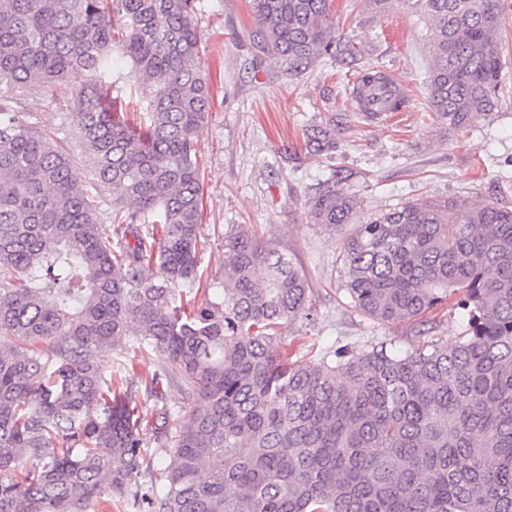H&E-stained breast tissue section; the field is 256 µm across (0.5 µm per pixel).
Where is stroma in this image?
I'll return each mask as SVG.
<instances>
[{"instance_id": "stroma-1", "label": "stroma", "mask_w": 512, "mask_h": 512, "mask_svg": "<svg viewBox=\"0 0 512 512\" xmlns=\"http://www.w3.org/2000/svg\"><path fill=\"white\" fill-rule=\"evenodd\" d=\"M335 34L360 52L356 67L325 59L299 77L256 66L250 33L255 20L248 0H198L201 66L215 106L198 133L205 171L200 266L219 276L224 233L246 225L294 255L312 288L311 318L286 329L280 350L288 359L318 360L345 346L357 354L386 341L400 352L417 342L415 325H383L352 308L344 289L340 235L313 223L311 200L318 183L331 177L361 203L358 221L375 212L423 197L460 199L481 206H512V0H505L501 54L505 87L493 116L465 129L443 124L428 106L432 64L426 29L410 5L391 12L370 10L365 0H333ZM398 76L404 106L370 118L355 111L349 85L359 70ZM82 74L21 96L39 127L75 141ZM336 121V149L307 158L304 131ZM312 345H305L304 337Z\"/></svg>"}]
</instances>
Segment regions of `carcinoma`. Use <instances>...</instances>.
<instances>
[{"label": "carcinoma", "instance_id": "obj_1", "mask_svg": "<svg viewBox=\"0 0 512 512\" xmlns=\"http://www.w3.org/2000/svg\"><path fill=\"white\" fill-rule=\"evenodd\" d=\"M332 0H249L259 64L300 76L336 41ZM423 17L429 105L462 129L502 90V0H405ZM196 0H0V512H109L134 492L153 512H512V209L409 201L356 223L358 201L330 178L311 215L342 235L352 306L385 325L423 319L456 292L464 336L397 353L382 341L318 361L277 341L310 317L293 257L258 231L224 232V279L202 281L205 174L196 136L212 112ZM129 64L153 92L127 119L112 73ZM71 71L85 83L72 120L112 201L102 224L65 140L16 95ZM375 109L403 106L371 68ZM306 156L336 149V124L305 132ZM153 354L144 380L175 384L191 422L152 428L151 467L132 385L100 348Z\"/></svg>", "mask_w": 512, "mask_h": 512}]
</instances>
